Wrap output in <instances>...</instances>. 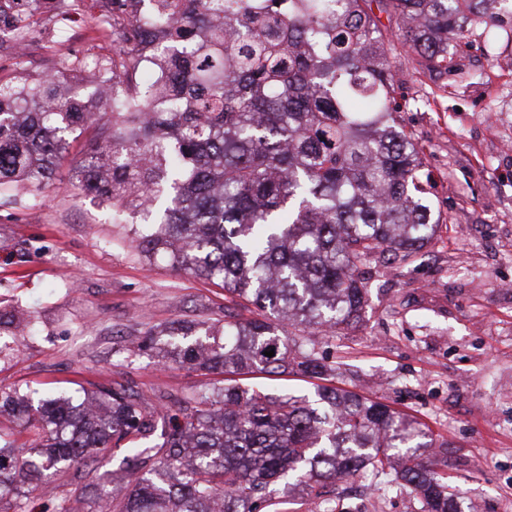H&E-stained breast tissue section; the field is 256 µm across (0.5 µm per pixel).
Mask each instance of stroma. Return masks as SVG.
<instances>
[{
    "instance_id": "1",
    "label": "stroma",
    "mask_w": 512,
    "mask_h": 512,
    "mask_svg": "<svg viewBox=\"0 0 512 512\" xmlns=\"http://www.w3.org/2000/svg\"><path fill=\"white\" fill-rule=\"evenodd\" d=\"M31 50L33 71L95 52ZM457 61L472 84L402 69L401 120L423 147L441 221L415 257L366 265L368 302L344 334L314 349L328 385L425 423L461 508L512 512V68L490 64L479 36ZM71 161L36 199L0 191V310L25 308L24 335H0V389L80 395L123 385L164 422L168 394L192 398L211 376L136 350L150 330L223 318L220 288L144 260L130 221L74 188Z\"/></svg>"
}]
</instances>
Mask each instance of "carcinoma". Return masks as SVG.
<instances>
[{
	"label": "carcinoma",
	"instance_id": "obj_1",
	"mask_svg": "<svg viewBox=\"0 0 512 512\" xmlns=\"http://www.w3.org/2000/svg\"><path fill=\"white\" fill-rule=\"evenodd\" d=\"M0 25L45 37L44 0H19ZM158 0L95 59L98 106L65 95L63 75L0 77V187L37 198L77 132L100 125L75 162L78 188L139 224L147 259L224 289V320L150 332L139 349L205 374L260 369L325 380L331 368L287 329L323 337L358 323L362 267L405 260L431 239L422 148L398 118L397 50L419 73H456L457 47L483 26L490 52L512 44V0ZM385 12L397 31L379 27ZM157 44L164 83L143 85L124 56ZM253 306L241 318V302ZM274 351V356L265 355ZM158 429L139 396L104 388L79 400L0 392L30 443L0 432V512H28L25 487L74 470L56 512H263L271 486L296 476L311 499L361 470L420 512H460L423 452L424 424L332 386L316 399L215 383L195 401L170 398ZM125 449L133 490L116 498L81 479L109 446Z\"/></svg>",
	"mask_w": 512,
	"mask_h": 512
}]
</instances>
